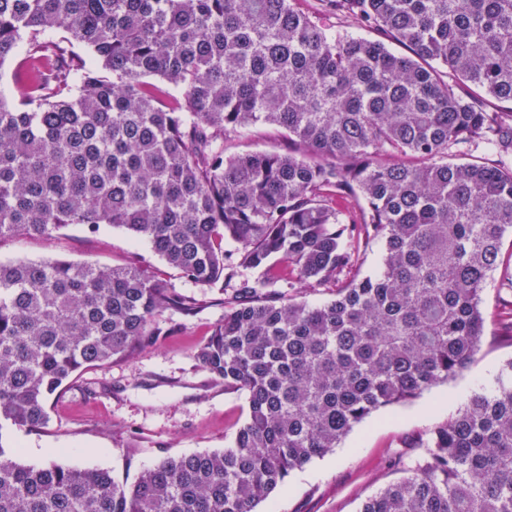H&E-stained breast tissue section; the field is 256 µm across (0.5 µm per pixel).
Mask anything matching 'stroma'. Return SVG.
Listing matches in <instances>:
<instances>
[{
  "instance_id": "1",
  "label": "stroma",
  "mask_w": 512,
  "mask_h": 512,
  "mask_svg": "<svg viewBox=\"0 0 512 512\" xmlns=\"http://www.w3.org/2000/svg\"><path fill=\"white\" fill-rule=\"evenodd\" d=\"M55 258L113 267L137 264L194 297L184 316H156L165 335L154 345L108 365L82 371L51 401L49 421L38 430L0 429V445L17 450L21 463H57L109 470L131 484L165 457L232 447L248 414L244 393L225 389L195 359L197 348L223 317L232 287L199 288L181 279L147 241L107 225L97 232L72 226L55 239L0 240V261ZM512 288L490 282L482 294L485 340L458 376L418 397L374 412L333 451L290 473L259 512H358L366 497L403 478L427 451L413 440L454 417L474 392L495 391L512 342L499 335L498 314Z\"/></svg>"
}]
</instances>
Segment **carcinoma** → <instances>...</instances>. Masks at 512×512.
<instances>
[{
  "label": "carcinoma",
  "instance_id": "1",
  "mask_svg": "<svg viewBox=\"0 0 512 512\" xmlns=\"http://www.w3.org/2000/svg\"><path fill=\"white\" fill-rule=\"evenodd\" d=\"M299 2L0 0V64L27 42L18 100L0 101V239L106 224L200 288L238 280L195 358L248 400L233 447L131 485L0 445V512H256L482 346V292L497 271L512 285V0H320L338 29ZM257 123L286 149L225 153ZM317 287L332 298L289 294ZM195 309L136 267L0 262V428L44 426L84 369ZM417 447L359 512H512V360Z\"/></svg>",
  "mask_w": 512,
  "mask_h": 512
}]
</instances>
